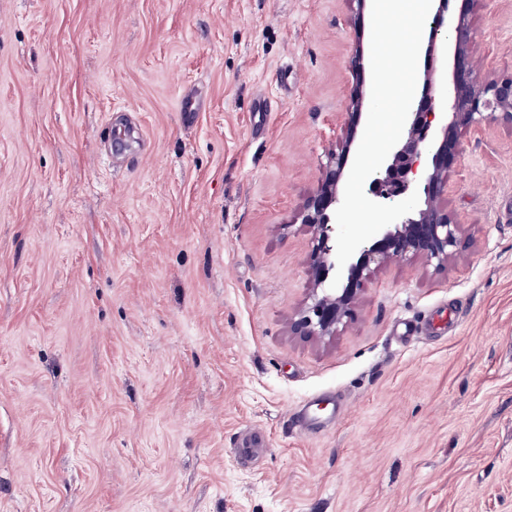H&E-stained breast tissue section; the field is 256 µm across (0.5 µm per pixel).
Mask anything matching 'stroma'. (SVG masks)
Listing matches in <instances>:
<instances>
[{"label":"stroma","instance_id":"stroma-1","mask_svg":"<svg viewBox=\"0 0 512 512\" xmlns=\"http://www.w3.org/2000/svg\"><path fill=\"white\" fill-rule=\"evenodd\" d=\"M451 7L511 76L512 0ZM370 40L356 0H0V512H512V128L448 170L465 253L290 329ZM323 393L346 415L290 430Z\"/></svg>","mask_w":512,"mask_h":512}]
</instances>
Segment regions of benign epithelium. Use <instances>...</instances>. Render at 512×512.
Listing matches in <instances>:
<instances>
[{
  "mask_svg": "<svg viewBox=\"0 0 512 512\" xmlns=\"http://www.w3.org/2000/svg\"><path fill=\"white\" fill-rule=\"evenodd\" d=\"M449 0H432L425 55L427 69L421 95L414 98L407 129L384 176L370 184L380 201L397 203L424 180V200L414 213L380 230L363 243L345 264L346 282L331 287L336 269L335 212L340 198L351 143L328 158L319 191L297 219L313 236L309 273L314 282L312 302L292 323L301 336L323 339L336 335L371 277L392 258H421L436 270L448 267L462 251L460 224L448 212V159L460 150L462 131L481 123L512 126V77L485 83L475 76L472 29L466 14L448 13Z\"/></svg>",
  "mask_w": 512,
  "mask_h": 512,
  "instance_id": "benign-epithelium-1",
  "label": "benign epithelium"
}]
</instances>
